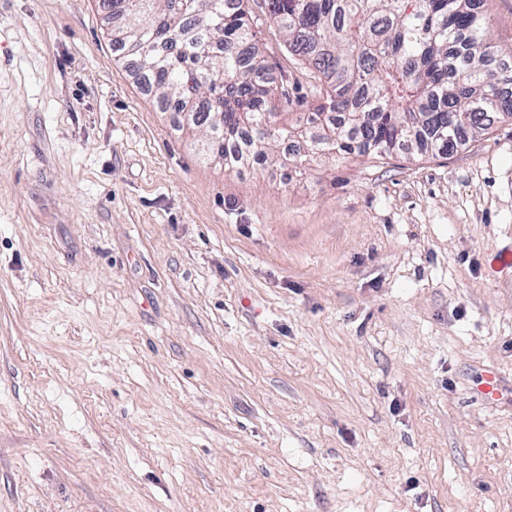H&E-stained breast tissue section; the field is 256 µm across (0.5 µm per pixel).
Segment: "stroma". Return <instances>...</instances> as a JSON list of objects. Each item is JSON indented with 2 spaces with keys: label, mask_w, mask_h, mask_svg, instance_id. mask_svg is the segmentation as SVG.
Returning a JSON list of instances; mask_svg holds the SVG:
<instances>
[{
  "label": "stroma",
  "mask_w": 512,
  "mask_h": 512,
  "mask_svg": "<svg viewBox=\"0 0 512 512\" xmlns=\"http://www.w3.org/2000/svg\"><path fill=\"white\" fill-rule=\"evenodd\" d=\"M116 56L95 0H0V512H512V121L224 168Z\"/></svg>",
  "instance_id": "1"
}]
</instances>
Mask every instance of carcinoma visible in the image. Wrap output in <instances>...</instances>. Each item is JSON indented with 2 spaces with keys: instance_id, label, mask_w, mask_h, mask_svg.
<instances>
[{
  "instance_id": "obj_1",
  "label": "carcinoma",
  "mask_w": 512,
  "mask_h": 512,
  "mask_svg": "<svg viewBox=\"0 0 512 512\" xmlns=\"http://www.w3.org/2000/svg\"><path fill=\"white\" fill-rule=\"evenodd\" d=\"M483 0H268L289 49L313 70L305 124L332 115L318 142L328 155L383 156L415 145L431 154L512 117L511 69H492ZM108 40L135 62L139 84L207 128V160L265 158L288 113L263 64L245 0H98Z\"/></svg>"
}]
</instances>
